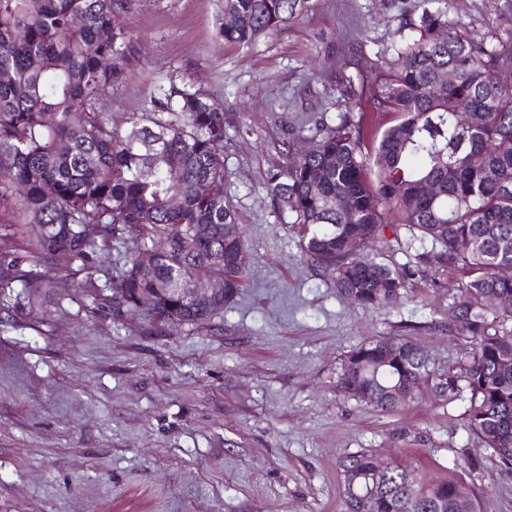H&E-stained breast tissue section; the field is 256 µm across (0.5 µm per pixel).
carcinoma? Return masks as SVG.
Returning <instances> with one entry per match:
<instances>
[{
    "instance_id": "1",
    "label": "carcinoma",
    "mask_w": 512,
    "mask_h": 512,
    "mask_svg": "<svg viewBox=\"0 0 512 512\" xmlns=\"http://www.w3.org/2000/svg\"><path fill=\"white\" fill-rule=\"evenodd\" d=\"M132 0H0V296L18 286L31 303L50 297L48 267L88 268L110 243L141 241L103 296L88 280L74 292L116 312L144 311L167 327L209 323L238 295L250 257L224 189V111L200 90L170 77L128 126L112 127L102 103L135 63L123 24ZM310 8V0H223L229 45L248 47ZM82 23L74 25L76 19ZM379 80L347 94L396 115L366 152L362 121L324 125L312 145L273 169V204L295 215L298 246L332 271L336 291L364 310H381L406 292L407 273L351 246L396 216L408 251L440 248L462 272L449 310L470 351L436 372L410 336L371 340L346 355L338 388L392 414L427 385L437 401L466 404L467 427L482 450L512 470V310H490L491 294L512 297V31L476 39L468 25L422 10L400 21ZM468 102L470 122L457 115ZM434 182L436 198L420 193ZM210 234L202 238L197 227ZM23 237L32 262L4 247ZM224 283L220 304L204 306L195 288ZM148 300L151 305L143 306ZM344 512H478L461 478L419 483L400 466L377 469L365 452L338 462Z\"/></svg>"
}]
</instances>
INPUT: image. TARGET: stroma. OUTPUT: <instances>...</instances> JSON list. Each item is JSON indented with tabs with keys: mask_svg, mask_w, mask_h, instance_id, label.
<instances>
[{
	"mask_svg": "<svg viewBox=\"0 0 512 512\" xmlns=\"http://www.w3.org/2000/svg\"><path fill=\"white\" fill-rule=\"evenodd\" d=\"M418 0H311L254 46L225 44L221 0H135L125 17L138 63L106 102L114 127L174 75L224 109V187L251 263L236 301L210 324L159 328L90 309L72 282L107 288L137 240L96 251L90 272L54 267L43 304L0 299V512H341L338 459L365 451L421 481L463 477L479 512H512V472L467 429L465 405L420 391L385 415L344 396L341 365L369 339L413 337L435 368L468 343L448 325L461 275L384 228L366 252L407 266V296L364 311L331 271L304 259L269 171L348 109ZM481 38L512 28V0H435Z\"/></svg>",
	"mask_w": 512,
	"mask_h": 512,
	"instance_id": "35a3bbf8",
	"label": "stroma"
}]
</instances>
